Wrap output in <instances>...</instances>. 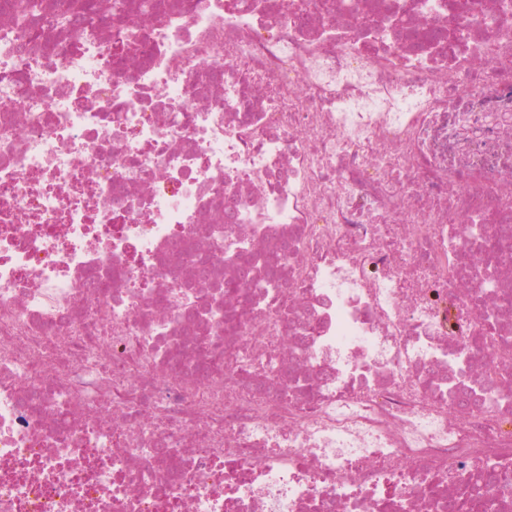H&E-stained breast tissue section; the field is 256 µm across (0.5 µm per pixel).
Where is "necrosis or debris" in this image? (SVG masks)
Masks as SVG:
<instances>
[{"instance_id":"necrosis-or-debris-1","label":"necrosis or debris","mask_w":512,"mask_h":512,"mask_svg":"<svg viewBox=\"0 0 512 512\" xmlns=\"http://www.w3.org/2000/svg\"><path fill=\"white\" fill-rule=\"evenodd\" d=\"M139 3L0 26V512H448L512 475V390L455 398L512 376V0ZM496 466L488 463L483 467L482 473L470 479V487L461 496H466L476 508L490 506L494 495L500 492L502 500L507 498L508 482H501L494 474Z\"/></svg>"}]
</instances>
